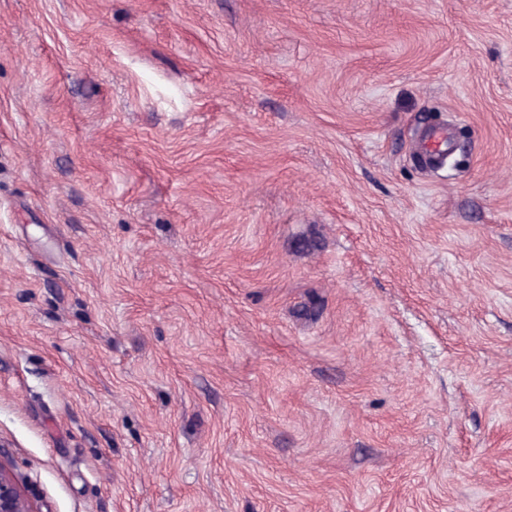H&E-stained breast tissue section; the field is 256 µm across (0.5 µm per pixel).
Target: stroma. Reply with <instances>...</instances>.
I'll return each mask as SVG.
<instances>
[{
    "instance_id": "stroma-1",
    "label": "stroma",
    "mask_w": 512,
    "mask_h": 512,
    "mask_svg": "<svg viewBox=\"0 0 512 512\" xmlns=\"http://www.w3.org/2000/svg\"><path fill=\"white\" fill-rule=\"evenodd\" d=\"M0 462L38 512H512V0H0ZM455 140V132L451 126L438 124L431 126L421 142V150L426 161H446Z\"/></svg>"
}]
</instances>
